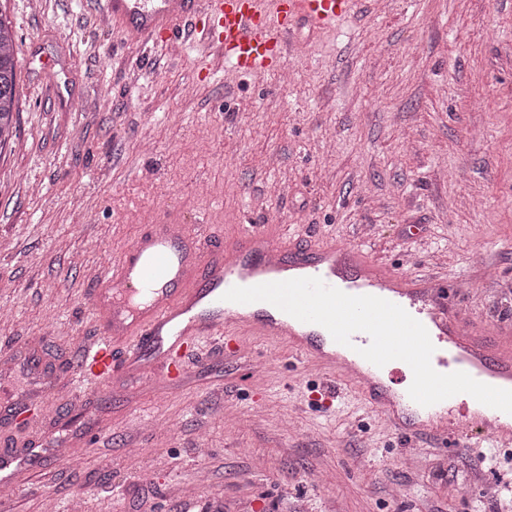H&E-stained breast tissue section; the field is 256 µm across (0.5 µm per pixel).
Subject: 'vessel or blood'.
<instances>
[{
	"mask_svg": "<svg viewBox=\"0 0 512 512\" xmlns=\"http://www.w3.org/2000/svg\"><path fill=\"white\" fill-rule=\"evenodd\" d=\"M348 12V0H104L106 18L130 44L181 38L180 22L198 21L200 33L240 75L280 67L296 21L327 31ZM305 277L401 306L427 329L436 371H462L512 390V349L464 325L442 282L390 271L352 245L299 249L271 238L260 224L241 225L236 240L227 243L211 225L190 224L170 213L141 225L134 242L89 289L97 336L83 346L76 368L57 386L76 393L87 406L122 382L134 385L149 378L173 388L191 379L192 354L200 341H210L219 353L233 350V328L245 327L287 341L290 357L352 379L370 408L407 442L430 438L457 448L467 431L492 447L512 441L505 412L477 406L469 394L430 406L413 401L408 364L398 360L379 367L360 355L371 342L366 333L352 334L353 349L343 357L339 343L320 325L299 321L267 302L223 298L235 286ZM26 457L19 448L0 449V484L18 486Z\"/></svg>",
	"mask_w": 512,
	"mask_h": 512,
	"instance_id": "vessel-or-blood-1",
	"label": "vessel or blood"
}]
</instances>
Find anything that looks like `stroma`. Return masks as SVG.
Instances as JSON below:
<instances>
[{
    "label": "stroma",
    "mask_w": 512,
    "mask_h": 512,
    "mask_svg": "<svg viewBox=\"0 0 512 512\" xmlns=\"http://www.w3.org/2000/svg\"><path fill=\"white\" fill-rule=\"evenodd\" d=\"M103 0H8L19 136L0 150V438L76 423L62 377L96 333L104 262L164 210L232 242L355 244L448 283L473 326L512 317V0H351L300 26L279 72L240 76L192 38L125 43ZM192 386L101 398L95 444L43 460L10 512H501L512 449L410 448L355 388L309 399L315 367L243 332ZM446 471L436 474L437 461Z\"/></svg>",
    "instance_id": "stroma-1"
}]
</instances>
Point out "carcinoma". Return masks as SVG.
Listing matches in <instances>:
<instances>
[{
  "label": "carcinoma",
  "instance_id": "cac0c4a2",
  "mask_svg": "<svg viewBox=\"0 0 512 512\" xmlns=\"http://www.w3.org/2000/svg\"><path fill=\"white\" fill-rule=\"evenodd\" d=\"M19 102L15 35L0 8V150L17 138L14 114Z\"/></svg>",
  "mask_w": 512,
  "mask_h": 512
}]
</instances>
